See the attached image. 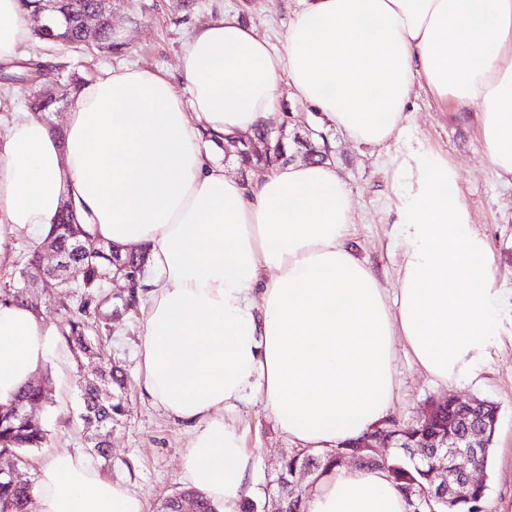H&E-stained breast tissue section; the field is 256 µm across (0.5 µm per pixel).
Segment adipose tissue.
I'll use <instances>...</instances> for the list:
<instances>
[{
  "label": "adipose tissue",
  "instance_id": "adipose-tissue-1",
  "mask_svg": "<svg viewBox=\"0 0 512 512\" xmlns=\"http://www.w3.org/2000/svg\"><path fill=\"white\" fill-rule=\"evenodd\" d=\"M302 2L286 53L227 15L184 42V86L159 69L106 70L78 92L63 138L27 117L0 135V257L16 228L48 230L64 199L94 239L145 247L142 389L191 431L183 480L218 512H240L250 458L225 414L249 394L288 437L328 450L388 418L396 342L448 384L475 374L499 330L492 249L447 160L418 165L391 295L348 243L351 195L333 165L292 163L246 184L200 138L252 131L284 77L329 124L378 145L424 86L475 110L486 155L510 180L512 0ZM30 34L20 0H0V63ZM49 352L42 318L0 301V405ZM35 481L37 512H146L77 450ZM307 512L408 505L387 471L340 466L318 478Z\"/></svg>",
  "mask_w": 512,
  "mask_h": 512
}]
</instances>
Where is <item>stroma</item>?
<instances>
[{
  "label": "stroma",
  "mask_w": 512,
  "mask_h": 512,
  "mask_svg": "<svg viewBox=\"0 0 512 512\" xmlns=\"http://www.w3.org/2000/svg\"><path fill=\"white\" fill-rule=\"evenodd\" d=\"M299 7V0H113V39L119 50L30 39L21 47L18 62L0 64V114L27 112L28 97L50 88L61 98L60 110L54 116L61 124L74 101L68 76L85 82L105 69L118 73L127 67H152L177 74L178 58L188 35L227 14L255 28L276 51L286 52L288 28ZM24 63L45 66L49 78L33 85L5 82V75L19 73ZM278 95V109L267 117V124L284 122L289 132L312 129L325 136L330 161L352 193L350 244L387 290L398 286V223L407 191L415 181L416 160L440 155L454 167L472 228L492 247L494 277L502 291L499 334L475 377L448 385L430 378L414 363L409 349L396 344L393 372L397 390L390 417L404 423L418 420L436 397L466 400L478 396L495 402L500 419L487 469L483 512H512V181L500 178L490 164L474 110L452 112L436 102L427 88H416L407 109L405 130L381 145L369 146L329 126L322 114L294 97L287 81H280ZM35 243L28 229H16L11 235L7 253L0 260V295L17 278ZM125 292L123 280L117 278L105 281L102 290L71 294L68 303L74 310L86 305L102 314L113 313V320L100 327L96 341L104 359L119 365L126 377L124 411L112 426V460L96 462L95 467L106 478L141 496L148 512H157L162 501L184 486L181 460L190 435L182 423L168 417L142 391L139 346L148 310L141 302L123 308ZM33 299L52 332L46 363L52 378V400L33 411L47 431V441L26 454L23 471L29 477L55 453L88 447L78 418L77 371L81 367L61 337V315L55 301L38 287L33 290ZM234 420L250 455L247 493L260 500L272 498L269 481L274 468L295 444L268 415L260 396H248Z\"/></svg>",
  "instance_id": "stroma-1"
}]
</instances>
